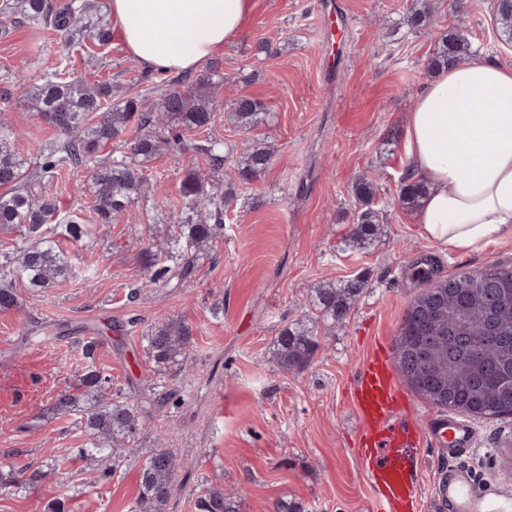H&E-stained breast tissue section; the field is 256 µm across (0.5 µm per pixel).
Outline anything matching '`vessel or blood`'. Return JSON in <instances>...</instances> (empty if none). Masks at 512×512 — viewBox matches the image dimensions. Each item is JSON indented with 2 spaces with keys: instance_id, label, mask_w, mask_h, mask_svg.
<instances>
[{
  "instance_id": "vessel-or-blood-1",
  "label": "vessel or blood",
  "mask_w": 512,
  "mask_h": 512,
  "mask_svg": "<svg viewBox=\"0 0 512 512\" xmlns=\"http://www.w3.org/2000/svg\"><path fill=\"white\" fill-rule=\"evenodd\" d=\"M350 404L357 419L356 458L377 512H418L426 447L454 456L469 452L475 442L471 424L444 413L432 414L424 426H417L411 400L377 352L360 365ZM435 492L448 512H512L511 492L491 481L475 487L469 469L460 465L446 467Z\"/></svg>"
}]
</instances>
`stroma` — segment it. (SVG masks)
Masks as SVG:
<instances>
[{"mask_svg": "<svg viewBox=\"0 0 512 512\" xmlns=\"http://www.w3.org/2000/svg\"><path fill=\"white\" fill-rule=\"evenodd\" d=\"M414 0H254L246 34L204 64L219 110L206 130L182 131L191 144L223 142L236 161L246 142L275 147L270 168L236 184L210 254L190 268L172 266L150 287L143 251L160 247L180 216L179 187L189 166L221 183L226 169L204 156L166 151L151 163L144 194L114 222L98 224L80 166L43 186L61 209H80L93 234L64 242L73 273L48 293H24L0 312V469L65 462L68 512H134L139 470L154 448L180 460L167 512H195L207 485L242 499V512H373L372 493L353 451L356 419L347 392L368 352L393 355L410 301L432 282L486 264H512V241L482 251L448 252L421 237L399 200L406 170L403 132L441 33L463 29L480 55L512 67V45L495 35L494 0H430L433 23L403 25ZM267 51H258V42ZM74 78L108 82L112 97L138 95L156 109L173 72H148L113 35L106 52L66 53L59 35L25 23L0 33V122L27 140L58 134L24 101L14 77L38 82L61 58ZM259 100L265 121L241 132L223 111L235 99ZM372 179L386 220L361 247L350 242L358 204L352 185ZM364 275L366 288L347 318L323 338L311 367L295 375L273 359L279 331L309 314L313 288ZM162 316L184 318L194 350L181 372H161L143 337ZM96 345L85 355L84 335ZM109 391L149 414L110 478L76 457L85 436L79 417L54 410L86 368ZM476 445L460 457L476 485L493 479L512 490V417L477 419ZM49 485L0 490V512H46Z\"/></svg>", "mask_w": 512, "mask_h": 512, "instance_id": "1", "label": "stroma"}]
</instances>
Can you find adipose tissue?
Listing matches in <instances>:
<instances>
[{
  "mask_svg": "<svg viewBox=\"0 0 512 512\" xmlns=\"http://www.w3.org/2000/svg\"><path fill=\"white\" fill-rule=\"evenodd\" d=\"M127 51L143 67L190 72L244 31L253 0H111ZM404 153L427 192L420 234L448 250L512 238V69L476 56L417 92Z\"/></svg>",
  "mask_w": 512,
  "mask_h": 512,
  "instance_id": "obj_1",
  "label": "adipose tissue"
}]
</instances>
